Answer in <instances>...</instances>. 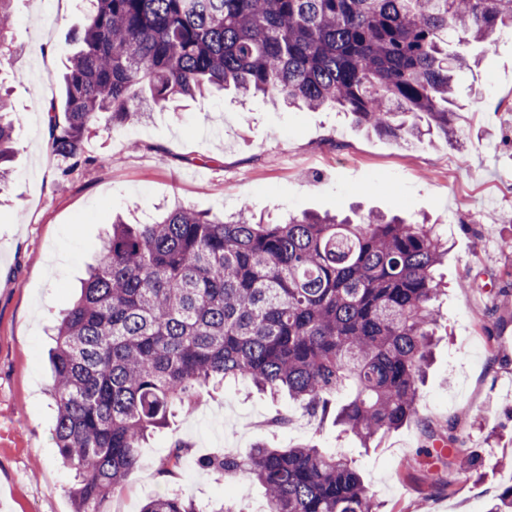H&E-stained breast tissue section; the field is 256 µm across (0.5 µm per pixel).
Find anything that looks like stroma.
Wrapping results in <instances>:
<instances>
[{"label":"stroma","mask_w":512,"mask_h":512,"mask_svg":"<svg viewBox=\"0 0 512 512\" xmlns=\"http://www.w3.org/2000/svg\"><path fill=\"white\" fill-rule=\"evenodd\" d=\"M15 0L12 47L0 74L11 84L18 122L11 174L0 185V512H73L71 476L53 436L48 397L53 326L75 299L115 216L131 224L180 201L212 215L241 205L270 222L307 211H380L437 225L448 241L436 303L439 328L417 417L363 445L332 419H313L287 397L245 385L219 388L176 412L141 451L110 512H140L171 490L202 501L232 493L260 512L261 489L246 478L225 484L199 461L219 450L248 455L259 444L311 443L353 458L384 512H484L512 485V31L476 51L457 75L454 126L464 152L444 138L400 144L354 127L330 109L297 110L257 96L212 92L150 107L140 123L94 127L86 162L58 186L62 161L48 146L43 101L65 103L63 73L85 24V4ZM68 262L54 270L53 251ZM451 426L455 452L481 463L479 475L444 474L450 491L426 489L423 470L439 468L429 430ZM192 454L176 477L160 467L174 440ZM411 464L412 476L399 469Z\"/></svg>","instance_id":"35a3bbf8"}]
</instances>
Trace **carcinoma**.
Returning a JSON list of instances; mask_svg holds the SVG:
<instances>
[{
  "mask_svg": "<svg viewBox=\"0 0 512 512\" xmlns=\"http://www.w3.org/2000/svg\"><path fill=\"white\" fill-rule=\"evenodd\" d=\"M0 0V65L13 25ZM48 107L52 151L84 154L102 120L132 125L165 106L232 88L308 110L334 106L396 142L424 134L462 150L453 73L467 49L512 29V0H87ZM456 35L448 50V34ZM16 118L0 92V182ZM242 208L225 220L178 204L159 220L118 219L56 328L50 354L54 438L74 472V512H110L140 448L200 390L248 384L335 423L363 444L414 419L438 327L446 253L434 225L397 216L304 212L272 224ZM190 451L178 444L164 472ZM200 465L263 490L266 512H380L358 466L334 448L264 445ZM448 470L478 469L448 454ZM142 512H240L178 491ZM486 512H512V486Z\"/></svg>",
  "mask_w": 512,
  "mask_h": 512,
  "instance_id": "carcinoma-1",
  "label": "carcinoma"
}]
</instances>
